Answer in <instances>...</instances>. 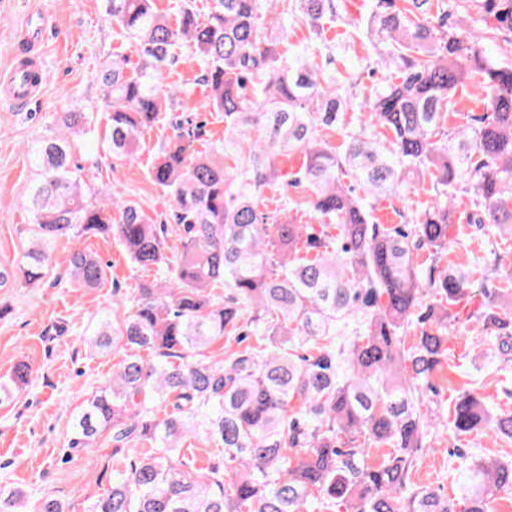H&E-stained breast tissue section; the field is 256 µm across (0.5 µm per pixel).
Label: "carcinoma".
<instances>
[{"label": "carcinoma", "instance_id": "carcinoma-1", "mask_svg": "<svg viewBox=\"0 0 512 512\" xmlns=\"http://www.w3.org/2000/svg\"><path fill=\"white\" fill-rule=\"evenodd\" d=\"M107 11L138 55L130 66L115 54L98 76L112 154L133 155L169 110L197 111L198 88L204 105L224 113V138L198 150L202 126L177 123L161 148L151 178L173 200L182 249L171 257L166 225L138 202L114 191L88 199L71 153L91 133L90 113H65L60 133L34 150L41 178L24 202L27 245L12 267L0 266V288L19 275L28 284L46 278L61 238L72 244L70 275L80 288L105 276L78 247L84 237L113 236L132 263L159 272L132 306L112 303V317L86 339L121 360L73 416L70 447L102 438L125 458L85 512H496L497 501L512 498L510 462L464 461L452 499L413 490L412 474L434 429L420 386L448 364L450 307L473 275L484 277L439 265L463 185L475 191L467 223L512 237V0H372L368 34L383 46L387 74L370 91L368 112L383 139L346 128L342 154L321 129L336 126L348 98L317 62L331 57L323 33L341 18L334 0H286L283 13L314 34L288 56L278 50L280 22L266 18L261 0H211L203 17L192 0H181L174 19L154 0H108ZM469 18L480 27L469 28ZM186 43L199 72L169 83ZM467 85L480 91L484 112L448 131L452 99ZM295 152L303 163L289 185L306 188L313 217L334 237L259 208L281 178L276 158ZM427 179L444 199L410 229L371 222L381 199L405 217L395 203ZM482 296L473 344L496 336L490 360L507 372L512 310L487 288ZM351 321L356 338L342 345L336 327ZM32 376L29 363H17L0 381V406ZM452 409L458 436L483 427L512 438V410L495 414L473 392ZM200 437L224 450L220 462L197 468L186 457V442ZM25 509L23 491L0 488V512ZM33 512L67 508L45 495Z\"/></svg>", "mask_w": 512, "mask_h": 512}]
</instances>
